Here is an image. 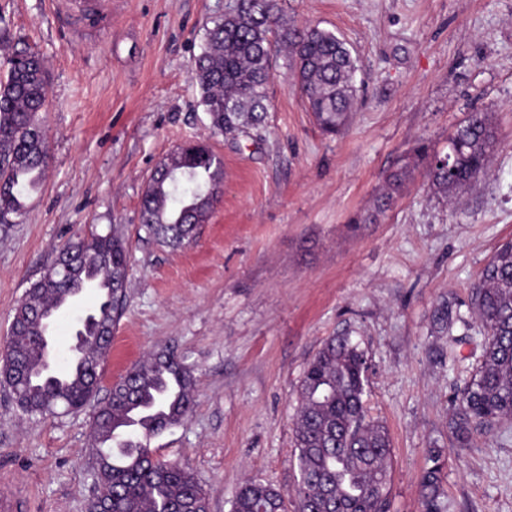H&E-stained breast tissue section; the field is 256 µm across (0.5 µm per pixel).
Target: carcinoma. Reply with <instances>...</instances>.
Wrapping results in <instances>:
<instances>
[{
	"label": "carcinoma",
	"instance_id": "carcinoma-1",
	"mask_svg": "<svg viewBox=\"0 0 512 512\" xmlns=\"http://www.w3.org/2000/svg\"><path fill=\"white\" fill-rule=\"evenodd\" d=\"M288 45L294 86L326 134L348 124L356 96V59L346 42L317 27H285L278 0H233L231 10L206 30L194 60L200 104L213 130L233 135L258 129L265 120L267 84L273 67L272 39ZM49 75L42 58L21 48L0 77V223L24 209L23 193L33 189L48 166L42 131ZM453 167L429 155L428 178L443 197L482 177L499 146L489 112L470 113L450 138ZM178 158L161 160L141 199V228L159 242L182 245L210 217L221 194L223 162L202 143L178 147ZM410 163L386 178L376 198L371 223L400 191ZM69 269L49 268L31 284L16 307L5 352L0 356V384L12 385L26 372L18 406L31 415L61 408L77 412L98 392L92 372L109 350L91 343L59 374L40 371L45 355L34 339L44 329L43 316L86 281L101 276L106 288L91 309L93 327L113 330L127 297L129 245L114 232L91 233V241L69 242ZM468 308L484 335L480 365L458 386L448 430L467 444L478 430L490 431L512 421V241L498 246L479 280L471 286ZM439 333L451 332L452 306L444 301L433 313ZM367 359L348 336L327 338L307 366L298 393L294 442L299 480L295 512H388L387 486L391 443L386 428L367 417L364 405ZM196 402L193 376L173 355L150 356L112 385V400L96 406L90 424L89 457L98 462L97 487L112 493V512H208L207 495L187 466L152 456L150 440L181 425ZM442 453L429 452L420 480L423 512H443ZM281 492L245 480L237 489L233 512H287Z\"/></svg>",
	"mask_w": 512,
	"mask_h": 512
}]
</instances>
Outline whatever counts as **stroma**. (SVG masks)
<instances>
[{
	"label": "stroma",
	"instance_id": "stroma-1",
	"mask_svg": "<svg viewBox=\"0 0 512 512\" xmlns=\"http://www.w3.org/2000/svg\"><path fill=\"white\" fill-rule=\"evenodd\" d=\"M280 4L286 24L335 33L357 60L356 110L338 135L316 125L280 44L264 126L211 132L192 63L225 0H112L109 19L70 27L63 0H0V76L20 39L50 74L45 179L0 224V350L57 250L114 229L132 251L104 383L165 351L192 370L191 415L150 447L193 469L209 512H232L248 478L294 498L297 391L340 334L366 354L367 413L391 440L390 512H422L433 448L444 512H512V422L464 448L448 434L455 389L482 354L473 315L449 338L431 326L435 306L467 301L512 239V0ZM476 110L498 127L488 175L448 200L417 160L392 205L363 223L386 176L419 146L446 153ZM190 140L222 158L223 190L173 249L141 237L140 203L161 159ZM91 417H30L0 387V474L28 487L33 512H86Z\"/></svg>",
	"mask_w": 512,
	"mask_h": 512
}]
</instances>
